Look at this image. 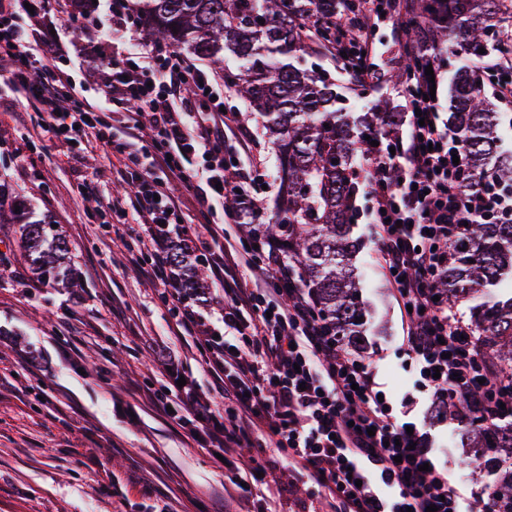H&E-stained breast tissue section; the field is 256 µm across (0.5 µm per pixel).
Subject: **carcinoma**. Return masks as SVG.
Returning a JSON list of instances; mask_svg holds the SVG:
<instances>
[{"instance_id": "carcinoma-1", "label": "carcinoma", "mask_w": 512, "mask_h": 512, "mask_svg": "<svg viewBox=\"0 0 512 512\" xmlns=\"http://www.w3.org/2000/svg\"><path fill=\"white\" fill-rule=\"evenodd\" d=\"M360 2L141 0L138 8L150 37L224 64V86L262 120L277 155L280 185L271 219L254 216L246 233L278 242L332 332L349 344L361 338L366 322L350 268L358 247L350 238L357 218L353 160L372 150L365 136L380 140L395 116L352 118L336 107L333 76L301 61L316 46L335 53L336 31L324 20L354 14ZM506 7L508 0H414L403 26L420 60L437 68L451 43L460 42L473 55L495 48L488 36ZM448 113V126L470 154L465 187L479 186L489 174L512 188V149L503 148L500 113L484 97L475 71L452 72ZM10 211L13 223L22 225L36 280L76 286L68 243L51 222L36 218L19 195ZM505 279L512 280V223L470 224L462 238L448 242L441 284L448 306L469 302L471 336L494 354L499 380L512 385V289L506 300L498 295ZM468 431L477 448L471 465L487 471L490 492L512 512V412L489 425L472 422Z\"/></svg>"}]
</instances>
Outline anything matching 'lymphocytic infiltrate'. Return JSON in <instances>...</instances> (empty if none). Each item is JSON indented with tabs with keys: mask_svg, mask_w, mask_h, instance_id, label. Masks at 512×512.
Returning <instances> with one entry per match:
<instances>
[{
	"mask_svg": "<svg viewBox=\"0 0 512 512\" xmlns=\"http://www.w3.org/2000/svg\"><path fill=\"white\" fill-rule=\"evenodd\" d=\"M52 0L0 2V81L10 84L39 113L42 135L75 142L79 150L116 152L124 163L119 192L106 207L116 225L135 219L141 232L132 262H145L165 280L169 254L154 244L158 225L181 224L184 203L194 201L211 239L216 203L239 193L244 223L259 205L256 188L266 174L224 155V134L242 127V113L223 111L209 72L173 49L99 30L106 43H123L112 59V93L135 115L147 117L151 140L111 122L109 111L81 94L70 71L53 67L64 41L79 33L75 21L54 30L47 23ZM410 0H363L355 18L337 16L341 47L354 48L355 80L374 83L382 21L398 23ZM480 81L512 109V44L482 58ZM429 77L414 66L400 94L401 118L383 135L362 168L373 202L371 233L376 264L399 310L405 331L401 349L422 388L438 408L456 402L463 420L492 422L512 407V390L498 383L497 364L470 336L445 301L440 284L448 267V242L468 225L512 223V194L494 180L469 191L468 149L429 99ZM210 267L224 291V331L206 338L205 365L219 385L221 404L190 408L211 442L237 448L247 469L261 471L257 448L286 456L296 482L320 488L331 512H499L492 494L471 500L448 470L427 432L411 426L408 411L384 406L382 386L369 359L332 336L297 274L271 242L245 246L228 239L212 253Z\"/></svg>",
	"mask_w": 512,
	"mask_h": 512,
	"instance_id": "lymphocytic-infiltrate-1",
	"label": "lymphocytic infiltrate"
}]
</instances>
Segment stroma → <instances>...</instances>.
Segmentation results:
<instances>
[{"mask_svg":"<svg viewBox=\"0 0 512 512\" xmlns=\"http://www.w3.org/2000/svg\"><path fill=\"white\" fill-rule=\"evenodd\" d=\"M123 2L118 14L107 17L92 0H67L68 14L78 15L89 33L68 42L64 59L74 68L78 90L119 113L124 106L109 92L111 72L94 63L105 46L92 33L102 23L138 27L135 0ZM375 40L381 79L361 94L333 55L320 51L305 58L336 77L346 111L398 109L403 41L387 23ZM39 122L25 101L0 87V181L24 195L37 216L57 224L79 285L39 284L19 249L18 225L0 223V512H262L267 500L278 512H325L315 489L293 487L284 458L265 467L261 482L240 489L237 453L218 459L214 449L192 439L194 423L173 419L157 404L162 395L175 403L181 398L158 367L162 358L176 364L201 399L217 400L198 350L201 338L177 327L163 286L128 262L135 235L117 238L96 202L78 195L91 175L98 178L100 196L116 192L118 158L44 140ZM242 138L247 162L268 174L261 203L271 206L277 162L259 117L249 116ZM356 206L355 266L369 310L364 353L376 360L389 392L410 397L441 462L482 495L487 479L468 463L463 421L431 410L430 394L415 388L397 351L402 320L374 262L365 193H358ZM207 266L205 259L189 258L187 269L172 271L171 281L215 317L224 305L221 296L189 285L193 268Z\"/></svg>","mask_w":512,"mask_h":512,"instance_id":"35a3bbf8","label":"stroma"}]
</instances>
